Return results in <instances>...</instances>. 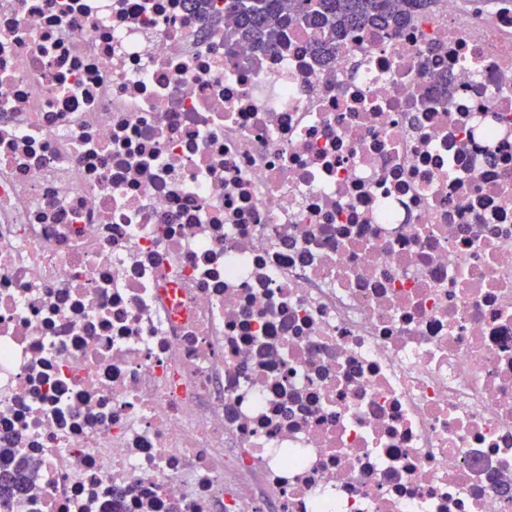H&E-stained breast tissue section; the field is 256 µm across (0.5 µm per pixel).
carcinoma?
<instances>
[{"label": "carcinoma", "mask_w": 512, "mask_h": 512, "mask_svg": "<svg viewBox=\"0 0 512 512\" xmlns=\"http://www.w3.org/2000/svg\"><path fill=\"white\" fill-rule=\"evenodd\" d=\"M224 10L237 15L238 25L224 35L227 52L241 41H250L263 51L278 49L288 29L302 22L318 37L315 51L322 57L336 50V43L349 30L373 25H398L427 0H223Z\"/></svg>", "instance_id": "1"}]
</instances>
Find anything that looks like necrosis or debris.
<instances>
[{
  "mask_svg": "<svg viewBox=\"0 0 512 512\" xmlns=\"http://www.w3.org/2000/svg\"><path fill=\"white\" fill-rule=\"evenodd\" d=\"M235 23L0 0V512H512V0ZM224 11L235 13L238 25L224 35L227 53L241 41L263 51L278 49L288 29L302 22L318 37L315 51L330 56L349 30L373 25H398L429 0H222Z\"/></svg>",
  "mask_w": 512,
  "mask_h": 512,
  "instance_id": "obj_1",
  "label": "necrosis or debris"
}]
</instances>
